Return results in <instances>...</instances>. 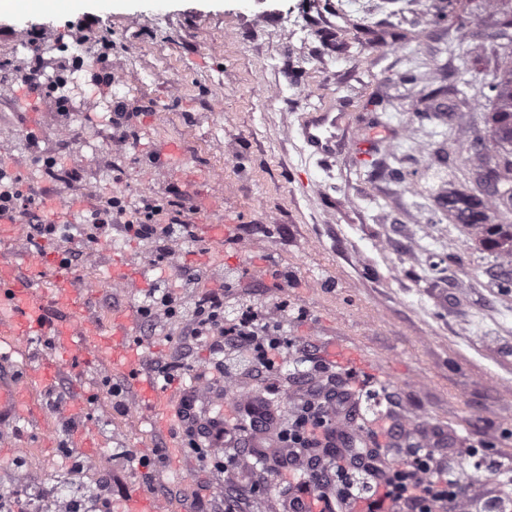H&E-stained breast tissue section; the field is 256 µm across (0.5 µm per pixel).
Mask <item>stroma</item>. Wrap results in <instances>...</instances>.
<instances>
[{
	"mask_svg": "<svg viewBox=\"0 0 512 512\" xmlns=\"http://www.w3.org/2000/svg\"><path fill=\"white\" fill-rule=\"evenodd\" d=\"M114 0L88 10L73 0H18L0 14V165L18 175L34 212L51 232L16 224L15 236L50 243L37 286L52 288L61 260L75 282L95 281L87 303L88 343L97 360L62 358L53 339L29 336L0 356L15 372L32 357L56 367L35 397L44 418L0 425V502L9 512H57L61 499L81 512H122L130 492L166 501L173 512H224V496L242 492L245 512H269L288 495L287 459L261 455L249 440L214 439L207 417L233 422L236 395L271 400L280 421L294 412L295 383H326L335 365L324 353L347 342L386 376L361 391L362 419L390 413L403 429L388 447L404 462L409 442L438 431L448 471L466 486L474 512L492 496L512 499V260L486 250L448 210V192L491 197L496 145L476 148L487 130L489 86L512 44L501 24L512 0ZM92 19L89 43L109 56L74 71L61 110L54 95L22 89L48 83L64 60L68 29ZM413 80H406V73ZM111 83L93 86V76ZM180 86L172 97V86ZM331 112L324 127L336 155L320 161L303 138L308 113ZM71 134L62 147L58 130ZM123 133L134 148L113 155ZM55 156L49 170L42 159ZM220 178L195 192L169 163ZM121 196L129 212L164 207L159 217L184 256L186 272L158 266L154 243L112 224L92 230L101 201ZM229 226L203 240L184 225ZM248 238L250 253L234 240ZM94 246V265L78 255ZM138 270L139 293L116 295L112 281ZM293 279L279 287L281 277ZM224 290V318L266 311L280 334L298 340L278 373L258 372L251 351L181 330L213 289ZM171 293L178 314L143 321L151 293ZM132 322L144 363L164 359L183 389L213 382L205 415L174 422L170 435L145 408L122 412L136 395L114 375L104 340L117 314ZM123 389L113 397V386ZM69 400L72 421L54 408ZM483 445L482 468L471 448ZM161 452L155 465L138 460ZM231 458L230 471L217 463ZM95 460L92 469L79 462ZM261 484L251 492V484Z\"/></svg>",
	"mask_w": 512,
	"mask_h": 512,
	"instance_id": "obj_1",
	"label": "stroma"
}]
</instances>
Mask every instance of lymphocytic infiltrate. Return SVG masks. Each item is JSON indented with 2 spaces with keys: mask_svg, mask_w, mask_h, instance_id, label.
I'll list each match as a JSON object with an SVG mask.
<instances>
[{
  "mask_svg": "<svg viewBox=\"0 0 512 512\" xmlns=\"http://www.w3.org/2000/svg\"><path fill=\"white\" fill-rule=\"evenodd\" d=\"M162 209L147 204L136 217L117 197L104 201L93 217L97 224H127L137 235H157ZM188 337H222L225 344L250 349L261 372L273 374L281 366L293 339L271 330L265 314L246 309L233 322L224 320V293L213 292L206 305L186 326ZM326 399L317 387H308L297 400L294 413L279 440L306 457L307 471L288 499V512H469L466 491L437 463L441 440L418 444L403 464L386 461L385 446L399 428L384 419L371 437L335 435Z\"/></svg>",
  "mask_w": 512,
  "mask_h": 512,
  "instance_id": "f902f5d3",
  "label": "lymphocytic infiltrate"
}]
</instances>
